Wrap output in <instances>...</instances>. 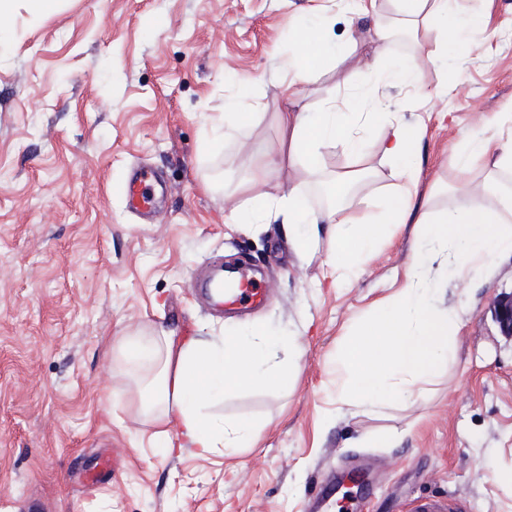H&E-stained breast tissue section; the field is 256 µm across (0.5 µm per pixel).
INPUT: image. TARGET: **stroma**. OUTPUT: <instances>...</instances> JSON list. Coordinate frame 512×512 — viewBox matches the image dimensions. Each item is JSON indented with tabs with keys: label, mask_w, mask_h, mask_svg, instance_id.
<instances>
[{
	"label": "stroma",
	"mask_w": 512,
	"mask_h": 512,
	"mask_svg": "<svg viewBox=\"0 0 512 512\" xmlns=\"http://www.w3.org/2000/svg\"><path fill=\"white\" fill-rule=\"evenodd\" d=\"M361 0H62L47 16L18 0L0 19V512H409L436 497L455 512H512L490 464L512 467V341L490 307L512 291V257L451 281L465 306L455 362L433 392L378 417L337 416L327 360L346 326L403 281L406 226L350 284L305 260L280 219L231 221L225 197L248 163L277 146L288 52L318 40L339 67L303 87L355 112L368 88L386 111L425 120L417 201L447 180L461 132L512 102V0H468L494 37L464 71L423 48L386 43L376 68L347 56ZM425 67L428 95L397 76ZM247 94L258 117L229 127ZM136 166L165 192L151 220L121 193ZM257 269L260 307L227 314L200 295L212 268ZM262 321L293 337L294 389L226 395L230 419L264 423L256 447L209 458L167 451L138 415L135 381L111 340L158 327L222 336Z\"/></svg>",
	"instance_id": "35a3bbf8"
}]
</instances>
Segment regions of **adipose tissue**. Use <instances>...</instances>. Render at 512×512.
<instances>
[{
  "label": "adipose tissue",
  "mask_w": 512,
  "mask_h": 512,
  "mask_svg": "<svg viewBox=\"0 0 512 512\" xmlns=\"http://www.w3.org/2000/svg\"><path fill=\"white\" fill-rule=\"evenodd\" d=\"M405 23L404 35L414 44L434 40L440 45L431 63L444 60L442 46L459 49L481 40L487 28L481 18L449 15L448 0H394ZM318 43H302L288 55V107L279 113L280 150L253 160L233 193L232 216L237 224H262L280 216L294 250L304 258L325 252L331 276L352 282L378 245L399 226L414 225L416 237L405 282L373 303L338 343L330 362L336 370V410L375 416L387 408L410 404L437 384L453 362L454 341L463 323L459 310L437 305L444 290L432 275L440 261L451 276L493 267L512 254V104L505 111L481 116L477 131L465 133L448 183L436 187L434 200L414 199L420 171L413 148L425 124L408 126L386 120L381 112H345L335 96L318 107L304 103L299 90L322 64ZM388 128L377 141L368 132L380 121ZM339 149L346 164L327 172L324 156ZM393 167V183L372 194H356L375 171L372 157ZM303 174L301 186L282 196L260 194L283 167ZM328 182L334 202L305 205L307 187ZM279 338L254 324L212 342L179 336L163 329L148 345L125 336L113 344L128 375L139 383L138 413L152 425L165 447L193 448L205 457L218 449L255 446L260 430L247 420H227L209 408L224 393L267 386H291L295 373L288 360L278 359Z\"/></svg>",
  "instance_id": "obj_1"
}]
</instances>
